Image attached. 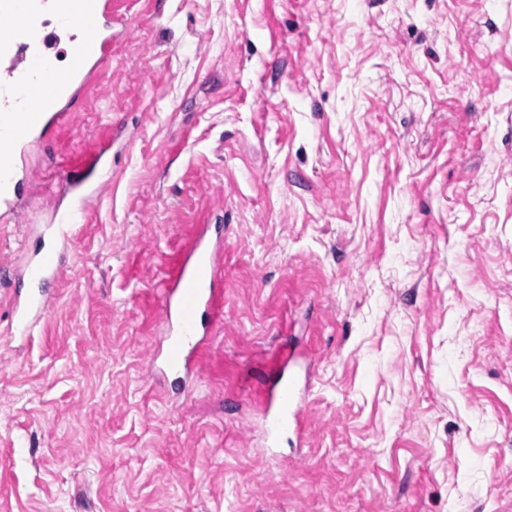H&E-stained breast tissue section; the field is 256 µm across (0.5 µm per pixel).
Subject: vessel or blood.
Listing matches in <instances>:
<instances>
[{
	"label": "vessel or blood",
	"mask_w": 512,
	"mask_h": 512,
	"mask_svg": "<svg viewBox=\"0 0 512 512\" xmlns=\"http://www.w3.org/2000/svg\"><path fill=\"white\" fill-rule=\"evenodd\" d=\"M64 40L71 64L58 70L52 58ZM111 53L112 0H0V212H13L23 196L26 147L55 138L70 125L73 100L89 91ZM112 138V126H102L60 155L62 191L71 203L52 213L59 235L85 222L107 175L102 160ZM210 215V208H203L197 222L181 231L179 245L157 261L166 336L150 358L149 376L182 393L196 383L200 355L224 323V227L211 223ZM63 262V251L53 246L30 252L22 272L28 289L12 298L8 329L14 338L27 339L48 313L50 288ZM294 359L287 344H280L272 359L273 379L259 403L272 442L290 431L306 437L308 384L288 373Z\"/></svg>",
	"instance_id": "1"
}]
</instances>
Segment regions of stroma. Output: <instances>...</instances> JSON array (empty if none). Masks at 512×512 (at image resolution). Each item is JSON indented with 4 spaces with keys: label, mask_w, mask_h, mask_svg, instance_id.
Instances as JSON below:
<instances>
[{
    "label": "stroma",
    "mask_w": 512,
    "mask_h": 512,
    "mask_svg": "<svg viewBox=\"0 0 512 512\" xmlns=\"http://www.w3.org/2000/svg\"><path fill=\"white\" fill-rule=\"evenodd\" d=\"M108 122L24 343L57 141L0 217V512H512V0H119L71 143ZM207 204L224 326L175 398L156 257ZM287 325L308 435L272 446ZM64 252L44 244L30 252L21 278L27 281L24 294L15 292L11 304V320L8 324L14 338L24 340L30 331L48 313L51 302L50 288L60 274Z\"/></svg>",
    "instance_id": "obj_1"
}]
</instances>
